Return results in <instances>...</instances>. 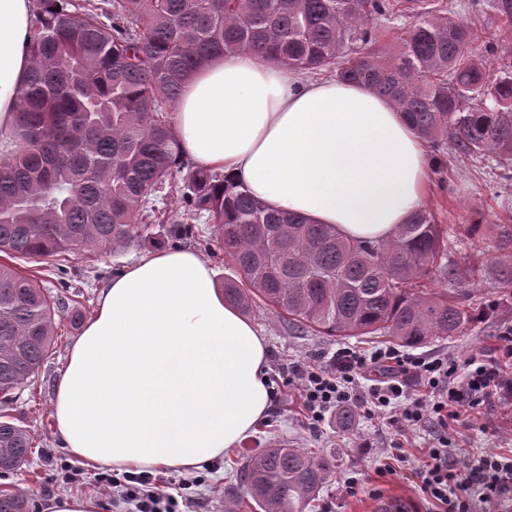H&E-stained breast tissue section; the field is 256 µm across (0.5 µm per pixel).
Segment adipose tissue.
Wrapping results in <instances>:
<instances>
[{"label": "adipose tissue", "instance_id": "obj_1", "mask_svg": "<svg viewBox=\"0 0 512 512\" xmlns=\"http://www.w3.org/2000/svg\"><path fill=\"white\" fill-rule=\"evenodd\" d=\"M33 21L32 0H0V146L13 138ZM172 120L182 158L354 239L392 236L426 198L425 143L361 84H302L248 54L216 56L184 82ZM267 360L265 337L225 304L201 255L152 253L101 293L52 418L89 469H200L266 419Z\"/></svg>", "mask_w": 512, "mask_h": 512}]
</instances>
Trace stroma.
<instances>
[{
	"label": "stroma",
	"instance_id": "1",
	"mask_svg": "<svg viewBox=\"0 0 512 512\" xmlns=\"http://www.w3.org/2000/svg\"><path fill=\"white\" fill-rule=\"evenodd\" d=\"M492 0H443L448 11L468 23L476 43H483L487 32H494L501 56L512 57V23L500 17L491 7ZM500 169L494 157L470 159L450 153L443 169L433 171L424 208L436 223L448 231L451 243L449 258L459 270L475 264H489L490 243L462 235L464 225L482 221L485 224H512V194L502 193ZM150 244H134L82 258H70L68 265L80 269L79 291H61L56 267L47 262L16 259L1 255L0 262L18 268L43 287L61 293V335L31 387L26 388L8 408L7 413L26 428L35 440L28 464L13 473L0 474V490L18 491L27 499L28 512H47L50 501L62 495H90L101 499L102 512H113L112 496L98 483L97 472L84 467L64 448L52 424V404L57 380L64 366L72 340L78 336L97 307L100 294L142 255L153 252ZM249 318L266 337L269 347L267 378L278 391L272 400L268 417L256 431L246 437L227 457L205 471L202 483H195V470H159L158 475L180 503L182 512H224L225 504L237 502L242 512H252L251 499L240 481V464L247 453H255L273 442H285L298 448H321L336 453L341 465L325 489L306 512H439L425 500L415 486L414 470L429 442L427 431L398 429L380 415L358 414L350 430H338L334 416L324 423L311 425L288 385V370L296 363L323 364L338 347L369 352L384 347L385 339L350 338L344 341L324 336L302 334L290 330L273 311L260 309ZM512 326V300L500 305L489 321L469 326L461 336L435 339L418 347L421 355L471 354L493 355L500 331ZM405 450L395 476L383 480L375 470L383 462L392 445ZM512 449V400L502 399L482 408L478 423L464 431L455 443L458 457L485 451ZM77 473L76 482H68L65 472ZM356 477L359 491L349 496L341 492L339 483ZM378 496H371V489Z\"/></svg>",
	"mask_w": 512,
	"mask_h": 512
}]
</instances>
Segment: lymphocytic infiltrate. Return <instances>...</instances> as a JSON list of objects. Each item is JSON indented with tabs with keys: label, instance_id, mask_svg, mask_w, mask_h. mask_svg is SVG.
<instances>
[{
	"label": "lymphocytic infiltrate",
	"instance_id": "obj_1",
	"mask_svg": "<svg viewBox=\"0 0 512 512\" xmlns=\"http://www.w3.org/2000/svg\"><path fill=\"white\" fill-rule=\"evenodd\" d=\"M501 359L472 355L411 357L394 347L360 353L338 349L322 366L295 364L288 376L295 382L305 410L314 423L327 413L352 407L387 415L393 424L412 427L430 421L439 428L449 423L466 428L475 410L492 400L512 396V335L499 338ZM387 371L384 384L363 387L371 372ZM423 385L422 393L410 392L405 377ZM446 437H437L416 470L423 496L443 506L445 512H485L495 500L512 496V452H490L478 457L451 460ZM99 483L120 487L122 503L133 512H179L178 501L166 492L160 479L143 472L117 479L102 473Z\"/></svg>",
	"mask_w": 512,
	"mask_h": 512
}]
</instances>
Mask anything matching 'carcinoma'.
I'll use <instances>...</instances> for the list:
<instances>
[{
	"label": "carcinoma",
	"mask_w": 512,
	"mask_h": 512,
	"mask_svg": "<svg viewBox=\"0 0 512 512\" xmlns=\"http://www.w3.org/2000/svg\"><path fill=\"white\" fill-rule=\"evenodd\" d=\"M32 66L18 90L14 142L0 155V253L66 260L149 232L157 192L178 189L187 217L217 225L233 264L224 301L273 310L294 331L388 336L403 347L451 338L492 316L497 299L422 283L459 276L448 232L420 209L394 236L353 240L331 224L276 210L176 151L169 112L187 76L217 55L251 54L303 73L329 67L390 100L443 165L494 155L512 179V61L494 36L474 46L468 25L435 0H34ZM415 18L393 51L376 31ZM491 237L495 276L512 285V224H468ZM60 299L0 262V472L27 461L33 439L4 410L29 386L56 336ZM337 469L336 455L274 444L244 457L242 483L260 512H304ZM0 512H26L0 493Z\"/></svg>",
	"instance_id": "cac0c4a2"
}]
</instances>
